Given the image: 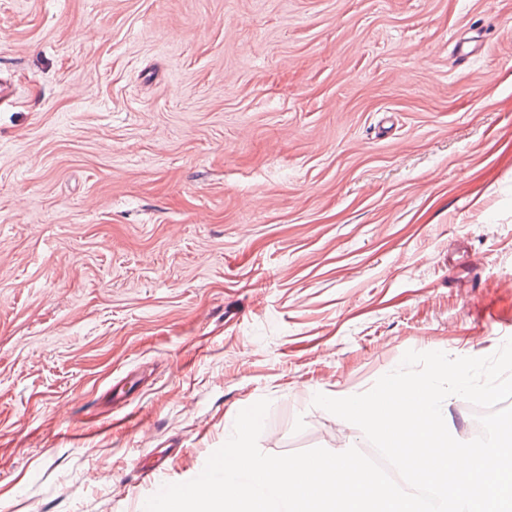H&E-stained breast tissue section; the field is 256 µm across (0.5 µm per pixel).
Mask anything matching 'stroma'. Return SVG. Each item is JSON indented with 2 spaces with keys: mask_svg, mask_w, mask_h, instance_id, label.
<instances>
[{
  "mask_svg": "<svg viewBox=\"0 0 512 512\" xmlns=\"http://www.w3.org/2000/svg\"><path fill=\"white\" fill-rule=\"evenodd\" d=\"M1 75L0 512H143L261 399L367 450L316 394L512 338V0H0Z\"/></svg>",
  "mask_w": 512,
  "mask_h": 512,
  "instance_id": "stroma-1",
  "label": "stroma"
}]
</instances>
